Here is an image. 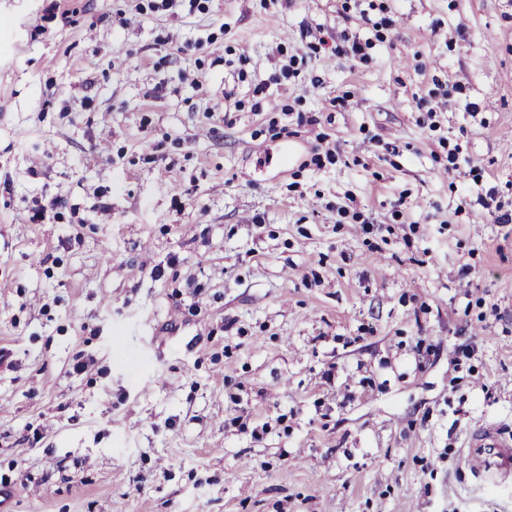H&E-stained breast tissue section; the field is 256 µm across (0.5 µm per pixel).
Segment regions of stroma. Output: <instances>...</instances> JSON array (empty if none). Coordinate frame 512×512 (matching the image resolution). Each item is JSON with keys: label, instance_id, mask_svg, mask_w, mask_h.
<instances>
[{"label": "stroma", "instance_id": "obj_1", "mask_svg": "<svg viewBox=\"0 0 512 512\" xmlns=\"http://www.w3.org/2000/svg\"><path fill=\"white\" fill-rule=\"evenodd\" d=\"M505 213L512 0H0V512H512ZM464 459L474 482L511 481L512 437L493 423L481 425L466 436Z\"/></svg>", "mask_w": 512, "mask_h": 512}]
</instances>
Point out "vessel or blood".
<instances>
[{"label": "vessel or blood", "mask_w": 512, "mask_h": 512, "mask_svg": "<svg viewBox=\"0 0 512 512\" xmlns=\"http://www.w3.org/2000/svg\"><path fill=\"white\" fill-rule=\"evenodd\" d=\"M467 471L477 483L512 480V437L492 423L469 432L465 439Z\"/></svg>", "instance_id": "obj_1"}]
</instances>
